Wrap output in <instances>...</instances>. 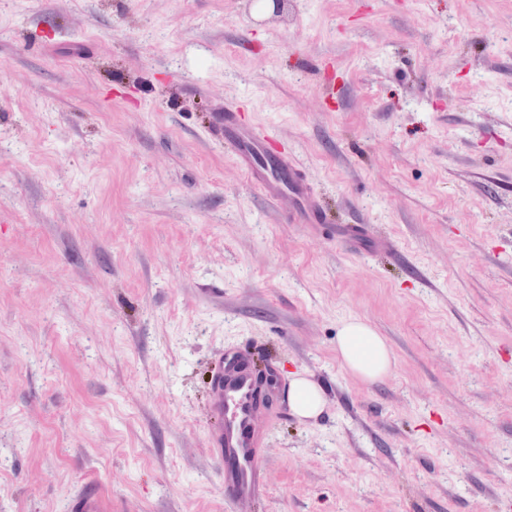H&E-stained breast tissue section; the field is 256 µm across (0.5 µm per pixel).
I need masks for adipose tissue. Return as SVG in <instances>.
Returning a JSON list of instances; mask_svg holds the SVG:
<instances>
[{
    "instance_id": "1",
    "label": "adipose tissue",
    "mask_w": 512,
    "mask_h": 512,
    "mask_svg": "<svg viewBox=\"0 0 512 512\" xmlns=\"http://www.w3.org/2000/svg\"><path fill=\"white\" fill-rule=\"evenodd\" d=\"M336 350L348 369L364 379L382 378L391 369L392 358L385 341L360 321L344 325Z\"/></svg>"
}]
</instances>
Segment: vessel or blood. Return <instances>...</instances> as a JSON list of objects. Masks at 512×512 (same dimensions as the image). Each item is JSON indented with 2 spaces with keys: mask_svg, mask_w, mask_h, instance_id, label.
<instances>
[{
  "mask_svg": "<svg viewBox=\"0 0 512 512\" xmlns=\"http://www.w3.org/2000/svg\"><path fill=\"white\" fill-rule=\"evenodd\" d=\"M214 126L232 146L238 165L248 180L270 201L288 198V215L297 224H323L327 217L320 200L295 158L281 147L272 131L247 123L239 109L225 107L214 116ZM282 384L274 370L257 376L245 350L220 353L211 378L210 412L217 423L208 442L224 468V494L235 512H254L265 485L259 463L260 448L269 428L260 395L279 398ZM69 512H105L100 491L81 490L72 497Z\"/></svg>",
  "mask_w": 512,
  "mask_h": 512,
  "instance_id": "obj_1",
  "label": "vessel or blood"
}]
</instances>
